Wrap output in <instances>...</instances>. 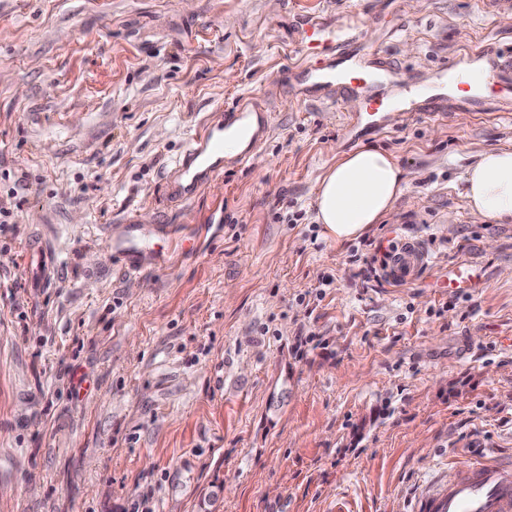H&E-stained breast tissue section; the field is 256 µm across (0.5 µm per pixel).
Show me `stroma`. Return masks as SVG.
<instances>
[{"instance_id":"35a3bbf8","label":"stroma","mask_w":512,"mask_h":512,"mask_svg":"<svg viewBox=\"0 0 512 512\" xmlns=\"http://www.w3.org/2000/svg\"><path fill=\"white\" fill-rule=\"evenodd\" d=\"M354 20L396 66L385 96L436 111L372 130L351 96L299 94L308 22ZM489 47L512 54V8L485 0H0V512H419L512 454V222L464 197L477 153L512 147V95L488 69L478 112L437 79ZM243 95L269 114L256 153L170 202ZM364 146L406 186L339 243L314 199ZM129 219L190 245L127 274L105 242ZM405 237L429 264L398 287L372 265ZM463 259L467 296L444 286ZM441 98L428 95L425 91L408 87L403 90L400 96V103L397 112H431L432 105L439 103Z\"/></svg>"}]
</instances>
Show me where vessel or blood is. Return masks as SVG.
<instances>
[{
    "label": "vessel or blood",
    "instance_id": "obj_1",
    "mask_svg": "<svg viewBox=\"0 0 512 512\" xmlns=\"http://www.w3.org/2000/svg\"><path fill=\"white\" fill-rule=\"evenodd\" d=\"M361 38L358 30L337 37L336 50L329 60L318 59L311 64L303 95L314 98L320 92L340 86L345 92L364 95L372 113L384 112L388 103L373 92L371 85L355 87L351 84V75L363 69V57L358 48ZM437 102V97L409 87L404 89L398 108L403 112H428ZM255 123L267 127L269 115L245 103L226 113L222 123L203 127L175 167L173 198L180 202L190 200L201 185L221 175L225 131L233 127L246 131ZM171 236L170 229L163 224L154 225L146 232L133 224L123 232L110 231L112 256L131 272L161 267L165 253L155 248L154 241ZM427 264L428 253L421 242L402 240L392 247L384 274L394 283L408 285L418 279ZM474 273L473 265L467 262L449 266L448 289L468 293L476 286ZM422 512H512V462L497 457L476 459L467 465L460 480L449 483L442 493L428 498Z\"/></svg>",
    "mask_w": 512,
    "mask_h": 512
}]
</instances>
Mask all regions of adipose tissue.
I'll return each instance as SVG.
<instances>
[{
  "instance_id": "obj_1",
  "label": "adipose tissue",
  "mask_w": 512,
  "mask_h": 512,
  "mask_svg": "<svg viewBox=\"0 0 512 512\" xmlns=\"http://www.w3.org/2000/svg\"><path fill=\"white\" fill-rule=\"evenodd\" d=\"M404 172L387 152L364 147L340 158L323 176L316 219L339 243L362 237L390 213L404 189ZM465 197L481 218L512 220V149L483 151L467 170Z\"/></svg>"
}]
</instances>
